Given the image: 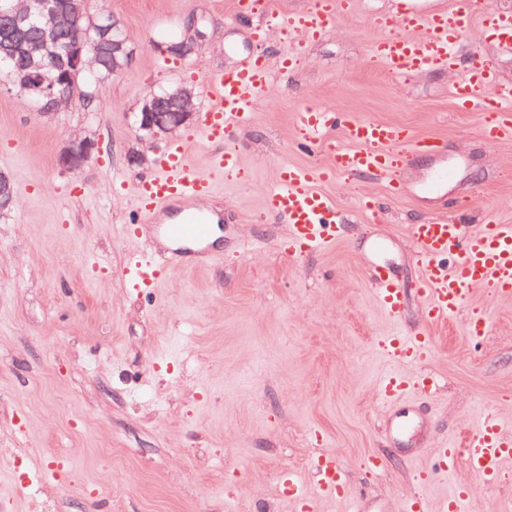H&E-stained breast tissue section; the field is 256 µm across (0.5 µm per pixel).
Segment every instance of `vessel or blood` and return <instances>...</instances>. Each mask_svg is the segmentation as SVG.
<instances>
[{"label":"vessel or blood","mask_w":512,"mask_h":512,"mask_svg":"<svg viewBox=\"0 0 512 512\" xmlns=\"http://www.w3.org/2000/svg\"><path fill=\"white\" fill-rule=\"evenodd\" d=\"M346 7L345 0H313L308 10L288 16L268 4L260 7L255 0H237L235 13L247 16L260 11V21L251 31L253 42L260 44L272 30L286 41L300 36L321 37ZM480 14L487 16L502 42L512 43V16L489 12L478 0H463L448 12L405 14L397 19L379 17L377 25L384 35L372 43L371 57L403 80L429 68L451 66L457 46ZM296 62L293 51L284 53L274 66L265 55L252 53L238 67L206 76L210 102L197 137L211 149L208 166L203 170L192 166L189 140L173 142L153 174L133 187L135 217L126 227L128 237L141 238L143 228L152 225L170 243L175 260L200 252L206 262L223 261V253L205 249L215 226L202 203L216 193L224 177L241 171L240 156L231 144V131L251 123L255 101L276 74L288 73ZM452 96L463 109L496 113V122L484 131L487 141L512 140V86L498 84L479 58H472L461 80L453 84ZM298 122L304 141L317 142L323 132L339 125L346 142L329 148L325 165L301 167L285 162L278 168L265 205L268 212L286 224L280 250L294 259L335 246L345 233L342 213L332 197L318 190V182L339 174L375 176L395 190L401 168L425 153L441 155L445 147L440 139L415 136L400 125L360 120L320 107L303 109ZM410 235L421 266L416 292L425 312L422 326L408 333L399 329L404 290L388 266L377 264L370 270L376 301L396 325L381 341L394 370L380 384L381 398L391 415V429L396 433L405 428L414 398L432 399L437 394L438 383L433 375L408 371L409 366L431 354L432 326L453 319L475 287L485 286L498 295L512 296L511 224L492 220L466 224L453 217L436 216L412 225ZM162 271L154 250L147 249L129 265L125 275L134 287L151 291L158 287ZM434 459L438 472L450 473L463 465L485 485H495L504 465L512 462V431L497 420H485L466 446L444 445L436 449ZM314 467L317 481L313 492H305L293 475L284 478L286 493L301 512H312L318 497L341 500L347 494L345 476L334 455L318 456Z\"/></svg>","instance_id":"1"}]
</instances>
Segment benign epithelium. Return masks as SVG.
I'll return each mask as SVG.
<instances>
[{"mask_svg": "<svg viewBox=\"0 0 512 512\" xmlns=\"http://www.w3.org/2000/svg\"><path fill=\"white\" fill-rule=\"evenodd\" d=\"M80 14L77 3L61 10L56 0H25V10L20 12L10 7L6 13H0V37L10 29L21 30L30 18L40 20V27L35 31L37 48L29 53L22 62V71L28 88L36 91L39 96L50 100V108L41 111V115L49 116L62 107L75 101L89 102V96L81 92L76 77L84 74L90 67L89 54L99 56L98 51H85L79 47L67 56V60L59 62L55 51L61 31L60 20L65 16ZM204 33L197 32L185 37L179 43L161 49L164 54L189 55L197 51ZM128 51L120 46H112V73L119 74L129 65ZM177 100L164 105L155 99L144 101L137 121L139 129L154 140L169 135L182 126L192 122L197 114V93L194 88L182 86L177 89ZM100 151L98 143L89 139L73 142L61 155V166L73 172L81 169Z\"/></svg>", "mask_w": 512, "mask_h": 512, "instance_id": "1", "label": "benign epithelium"}]
</instances>
